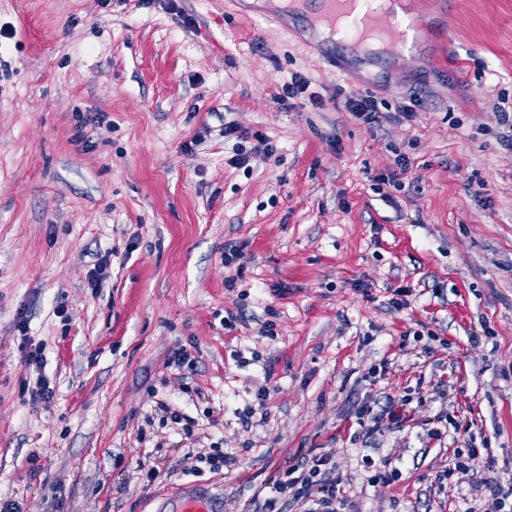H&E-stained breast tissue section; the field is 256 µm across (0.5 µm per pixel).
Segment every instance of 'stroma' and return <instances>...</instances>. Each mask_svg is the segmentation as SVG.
Returning <instances> with one entry per match:
<instances>
[{
  "instance_id": "obj_1",
  "label": "stroma",
  "mask_w": 512,
  "mask_h": 512,
  "mask_svg": "<svg viewBox=\"0 0 512 512\" xmlns=\"http://www.w3.org/2000/svg\"><path fill=\"white\" fill-rule=\"evenodd\" d=\"M411 12L433 28L408 51L345 57L311 51L306 16L231 0H0V508L156 512L216 448L231 464L200 478L224 512H258L329 449L350 512H484L512 492V0ZM365 96L370 124L340 107ZM33 348L47 402L24 388ZM390 396L402 426L365 437L360 400ZM459 448L479 466L442 479ZM366 454L398 478L368 484Z\"/></svg>"
}]
</instances>
